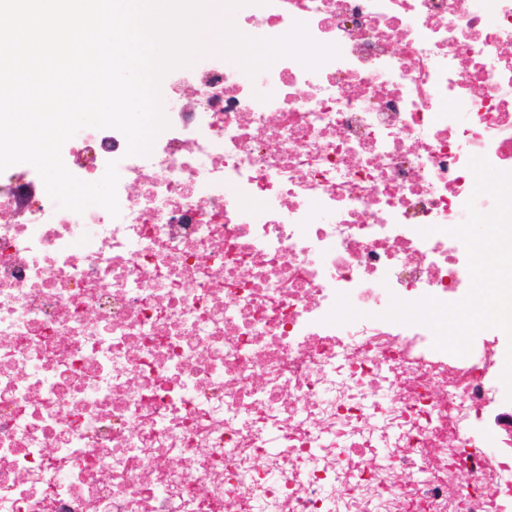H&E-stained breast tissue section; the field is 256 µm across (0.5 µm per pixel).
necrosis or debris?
<instances>
[{
	"mask_svg": "<svg viewBox=\"0 0 512 512\" xmlns=\"http://www.w3.org/2000/svg\"><path fill=\"white\" fill-rule=\"evenodd\" d=\"M336 58L217 62L119 217L0 172V512H512L503 343L434 348L393 299L470 289L471 157L512 172V0H259ZM319 221H312L311 211ZM356 313L339 322L343 298Z\"/></svg>",
	"mask_w": 512,
	"mask_h": 512,
	"instance_id": "1",
	"label": "necrosis or debris"
}]
</instances>
